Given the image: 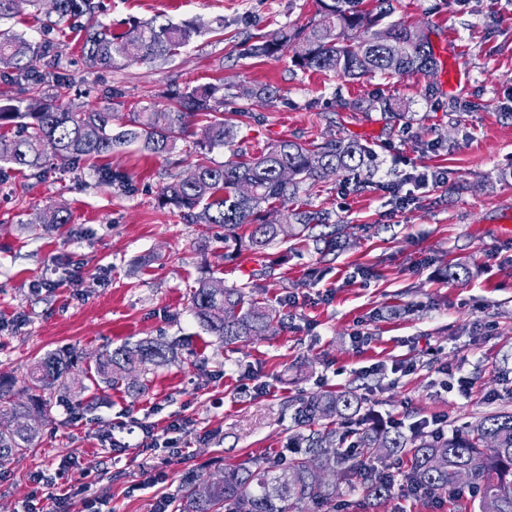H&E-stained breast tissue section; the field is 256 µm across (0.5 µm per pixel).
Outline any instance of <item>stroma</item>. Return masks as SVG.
<instances>
[{"label": "stroma", "mask_w": 512, "mask_h": 512, "mask_svg": "<svg viewBox=\"0 0 512 512\" xmlns=\"http://www.w3.org/2000/svg\"><path fill=\"white\" fill-rule=\"evenodd\" d=\"M315 12L314 0H103L100 19L117 34L154 17L201 29L174 59L109 70L87 68L82 33L58 34L72 109L109 107L125 120L173 91L220 81L236 150L342 138L372 148L373 161L349 196L339 173L300 185L277 213L283 221L307 205L346 225L344 246L325 257L295 240L260 256L228 253L223 229L161 206L162 188L190 175L200 154L218 165L230 157L192 137L161 156L131 144L75 166L49 157L38 176L1 171L0 377L24 390L32 362L67 349L79 357L78 385L105 349L146 338L178 348L171 363L140 374L145 393L103 386L58 402L33 450L0 459V512H25L31 473L67 457L77 460L60 481L76 489L70 512L95 499L112 512H157L189 473L299 455L291 403L323 391H356L370 424L396 422L406 434L440 416L454 430L512 411V233L503 230L512 218V0H391L390 21L428 36L432 71L352 80L302 70L290 49L253 53L260 38L306 28ZM56 19L51 0H19L0 31L38 41ZM450 39L462 73L454 88ZM264 84L275 97L252 98ZM385 99L400 102L403 116L384 112ZM104 168L127 182L103 184ZM424 170L448 181L417 191L409 209L378 188ZM57 207L68 224L46 227L43 215ZM458 262L468 276L448 280ZM204 279L253 282L283 325L246 344L219 343L189 310ZM454 374L471 378L469 397L449 391ZM175 420L180 430H171ZM147 431L171 451H151ZM342 501L348 512H473L466 486L435 496L396 487L371 502L347 488Z\"/></svg>", "instance_id": "35a3bbf8"}]
</instances>
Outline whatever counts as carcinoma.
Returning <instances> with one entry per match:
<instances>
[{
	"mask_svg": "<svg viewBox=\"0 0 512 512\" xmlns=\"http://www.w3.org/2000/svg\"><path fill=\"white\" fill-rule=\"evenodd\" d=\"M365 0H316V16L306 35L296 29L260 41L253 51L274 56L303 39L294 64L302 69L360 79L377 72H415L436 66L429 43L416 27L394 22L378 28L390 13L389 0H378L382 8L373 12ZM58 21H80L86 37L85 63L90 68H110L116 58L125 62L166 59L180 54L198 33L191 23L182 25L156 19L137 26L132 40L112 33L102 23L101 0H53ZM403 44L404 54L395 58L392 42ZM58 46L49 40L31 41L23 34H0V80L25 81V97L15 104L0 105V165L37 175L47 153L72 162L112 154L137 144L150 155H161L178 141L200 135L213 149L235 142V125L224 120L216 107L217 93L224 84L195 86L171 98L164 108L135 112L121 127L112 126L107 109L73 110L63 104L71 81L56 65L42 72L38 64L55 61ZM51 83L48 95L44 85ZM371 150L355 140L334 139L297 142L279 140L259 154L230 159L212 166L206 157L195 164L191 179L166 185L160 203L194 224L224 227V247L254 254L290 237L323 243V255L336 251L345 226L335 233L312 237L310 229L324 223L320 212L294 210L292 224H280L274 212L293 198L299 186L311 185L337 172L369 166ZM190 310L202 329L226 345L248 342L267 335L281 323L278 311L245 291L226 288L218 280L198 282L190 297ZM173 345L145 339L101 353L96 359L91 384L124 387L140 392L146 384L127 380L139 367H161L175 358ZM73 356L53 354L35 361L29 369L28 402L15 399L14 385L0 378V417L9 420L0 427V457L23 456L34 447L39 422L50 417L55 402L50 390L71 393L68 374ZM363 399L350 391H326L310 396L295 410L294 420L304 429L298 439L305 455L280 466L254 461L224 468L222 480L207 483L190 480L173 502L172 512H305L311 505L336 501L340 483L355 482L365 498L380 500L391 486L377 463L386 456L403 454L410 466L408 483L428 494L459 487L456 476L470 473L469 486L479 492L478 512H512V412L486 416L466 430L451 435L417 431L407 436L393 430L365 428L355 433L361 464L339 451L334 425L352 420L361 411ZM446 464L437 467L434 458Z\"/></svg>",
	"mask_w": 512,
	"mask_h": 512,
	"instance_id": "carcinoma-1",
	"label": "carcinoma"
}]
</instances>
